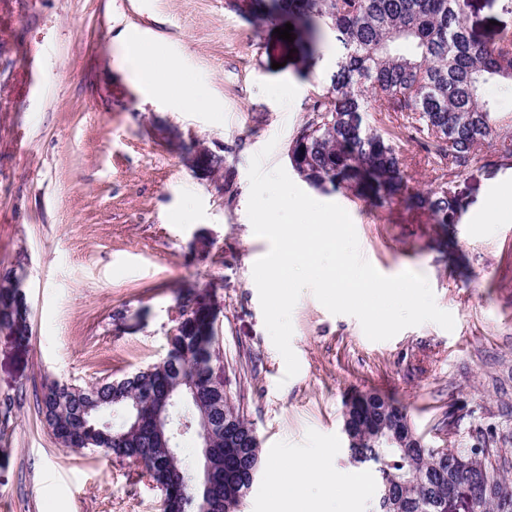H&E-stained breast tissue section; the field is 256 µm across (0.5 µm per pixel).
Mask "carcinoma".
<instances>
[{
    "label": "carcinoma",
    "instance_id": "carcinoma-1",
    "mask_svg": "<svg viewBox=\"0 0 512 512\" xmlns=\"http://www.w3.org/2000/svg\"><path fill=\"white\" fill-rule=\"evenodd\" d=\"M240 15L257 21L277 15L295 20L303 49L313 54L322 32L336 31L339 54L328 83L309 105L310 118L291 143L299 165L316 182L336 179L376 207L396 200L432 212L436 223L452 229L462 201L452 181L420 192L411 185L407 165L389 133L369 121L372 103L381 112L405 114L420 135L424 149L462 171L479 162L478 147L495 143L496 161L512 160V118L494 87L512 91V32L505 30L491 45L478 40L464 22L465 0H230ZM194 167L208 173L224 168V156L198 146ZM205 313L193 293L177 306V332L169 337L167 357L114 383L103 378L89 385L49 381L37 400L39 414L56 443L74 451L89 450L144 464L164 494V512H223L224 473L246 476L261 464V449L249 447L256 431L244 411L233 403L239 424L234 449L224 452V423L214 429L208 483L196 481V460L183 454L190 434L176 444L179 473L168 467L170 451L159 446L153 425L154 404L194 384L198 396L224 404L212 380L219 358L214 333L203 334ZM0 330L23 342L30 333L27 307L16 289L0 288ZM138 399L139 429L124 436L117 402ZM469 448H386L365 439L348 449L349 461L377 474V494L390 491L404 512H436V491L448 484L443 461L463 458ZM475 471L494 486V496L479 498L474 512H512V461L497 448H479Z\"/></svg>",
    "mask_w": 512,
    "mask_h": 512
}]
</instances>
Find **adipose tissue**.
I'll list each match as a JSON object with an SVG mask.
<instances>
[{
	"label": "adipose tissue",
	"instance_id": "adipose-tissue-1",
	"mask_svg": "<svg viewBox=\"0 0 512 512\" xmlns=\"http://www.w3.org/2000/svg\"><path fill=\"white\" fill-rule=\"evenodd\" d=\"M267 482L284 499L286 512H314L310 502L303 497V488L311 483L321 484L325 496L334 501L337 507H344L352 496L365 495L368 480L365 473L355 475L352 482H340L328 473L324 459L317 458L305 462L284 461L279 458L267 462Z\"/></svg>",
	"mask_w": 512,
	"mask_h": 512
}]
</instances>
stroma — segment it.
Listing matches in <instances>:
<instances>
[{
	"instance_id": "obj_1",
	"label": "stroma",
	"mask_w": 512,
	"mask_h": 512,
	"mask_svg": "<svg viewBox=\"0 0 512 512\" xmlns=\"http://www.w3.org/2000/svg\"><path fill=\"white\" fill-rule=\"evenodd\" d=\"M278 16L252 22L228 0H0V276L17 275L31 336L0 330V512H162V493L129 459L57 447L36 396L46 381L85 385L164 358L177 298L193 288L217 313V376L238 398L264 458L322 456L348 481L345 400L377 390L408 411L425 445L469 448L491 435L512 456V162L459 173L453 235L431 212L397 201L368 206L350 192L312 191L350 214L360 250L381 274L426 276L453 331L427 322L370 341L349 315L311 292L293 310L300 371L285 378L265 328L252 269L269 250L247 213L248 169L287 151L331 74L335 32L313 57L279 39ZM465 23L485 43L512 31V0H467ZM172 70L167 94L131 76L126 42ZM202 92L206 108L185 110ZM411 165L437 188L442 166L415 131L381 120ZM224 157L215 176L186 146ZM505 205L486 223L491 195Z\"/></svg>"
}]
</instances>
